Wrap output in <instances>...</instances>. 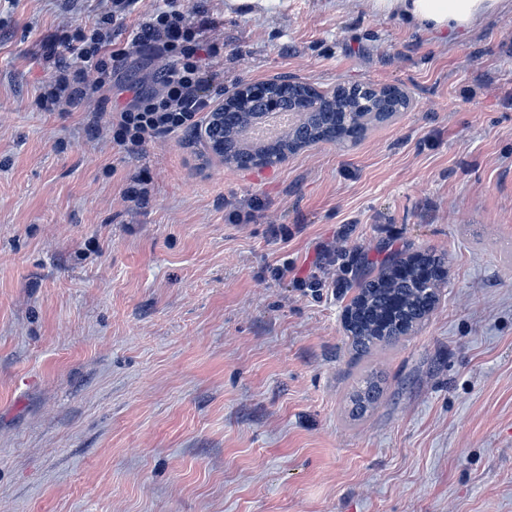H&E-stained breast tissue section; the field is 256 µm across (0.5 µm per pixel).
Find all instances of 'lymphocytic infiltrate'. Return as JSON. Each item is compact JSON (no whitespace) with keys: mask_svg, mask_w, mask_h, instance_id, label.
Segmentation results:
<instances>
[{"mask_svg":"<svg viewBox=\"0 0 512 512\" xmlns=\"http://www.w3.org/2000/svg\"><path fill=\"white\" fill-rule=\"evenodd\" d=\"M136 0H111L88 28L78 30L63 46L72 58L71 65L57 67L40 94L44 109L69 111L81 101L112 83V64L131 52L167 57L160 71L159 87L140 93L111 112H98L94 123H105L112 140L128 152L136 153L161 137L198 129L212 101L201 95L208 80V68L200 54L203 26L187 14L180 0H165L163 9L148 20L138 22L124 42L114 41L112 30L120 16L131 14ZM94 81H87V72Z\"/></svg>","mask_w":512,"mask_h":512,"instance_id":"f902f5d3","label":"lymphocytic infiltrate"}]
</instances>
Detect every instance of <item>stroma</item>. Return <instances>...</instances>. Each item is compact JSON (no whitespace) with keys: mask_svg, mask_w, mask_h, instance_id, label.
Listing matches in <instances>:
<instances>
[{"mask_svg":"<svg viewBox=\"0 0 512 512\" xmlns=\"http://www.w3.org/2000/svg\"><path fill=\"white\" fill-rule=\"evenodd\" d=\"M103 3L0 0V512H512V9L447 35L359 0H184L215 104L276 76L411 99L357 143L244 170L191 131L130 154L89 129L160 58L41 107L51 39ZM327 243L319 297L271 278ZM398 252L444 255L447 286L357 358L345 309ZM374 368L384 396L350 420ZM384 377L382 372L371 369L352 387L348 394V415L359 420L373 410L384 395Z\"/></svg>","mask_w":512,"mask_h":512,"instance_id":"1","label":"stroma"}]
</instances>
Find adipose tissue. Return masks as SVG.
Returning <instances> with one entry per match:
<instances>
[{"mask_svg":"<svg viewBox=\"0 0 512 512\" xmlns=\"http://www.w3.org/2000/svg\"><path fill=\"white\" fill-rule=\"evenodd\" d=\"M511 0H368L380 14H396L409 25L433 32H468Z\"/></svg>","mask_w":512,"mask_h":512,"instance_id":"1","label":"adipose tissue"}]
</instances>
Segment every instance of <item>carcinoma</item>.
<instances>
[{"mask_svg":"<svg viewBox=\"0 0 512 512\" xmlns=\"http://www.w3.org/2000/svg\"><path fill=\"white\" fill-rule=\"evenodd\" d=\"M268 85L276 90L282 110H288L297 98L303 97L310 114L290 129L287 141L275 139L263 146H253L244 134L265 113L266 97L260 94L248 99L244 103L245 111L224 113L222 124L210 130L208 141H221L220 157L224 163L250 169L261 156H275L284 149L292 153L320 142L355 143L370 125L391 118V113L378 111L382 101L370 83L336 86L334 108L326 105V100L308 83L278 77ZM444 279L443 258L431 253L406 257L397 253L377 273L362 279L351 301L347 321L354 353L365 357L378 349L397 346L429 319L439 301ZM383 395L382 372L372 369L348 394L349 417L353 420L365 417Z\"/></svg>","mask_w":512,"mask_h":512,"instance_id":"cac0c4a2","label":"carcinoma"}]
</instances>
